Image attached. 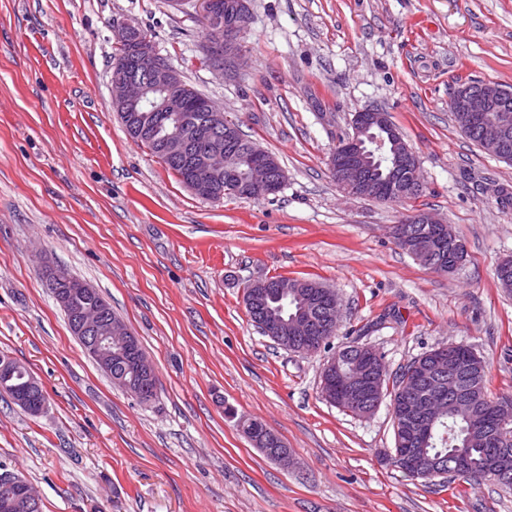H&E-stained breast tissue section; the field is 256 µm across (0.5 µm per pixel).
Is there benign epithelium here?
<instances>
[{
    "label": "benign epithelium",
    "instance_id": "benign-epithelium-1",
    "mask_svg": "<svg viewBox=\"0 0 512 512\" xmlns=\"http://www.w3.org/2000/svg\"><path fill=\"white\" fill-rule=\"evenodd\" d=\"M200 16L214 27L213 34L206 37L209 67L224 74L238 65L242 52L241 37L250 19L247 0H196ZM122 43L126 44L129 60L115 66L111 76L112 107L121 116L132 114V128L136 133L153 130V113L160 110L175 113L174 122L158 141L160 154L167 160L185 167L184 184L197 197L206 201H220L223 195L232 192L242 198L261 200L277 190L284 173L272 156L250 157L248 168L224 166V157L233 156L237 150L224 145V112L214 108L190 109L186 105L189 95L195 93L159 54L150 37L132 23L117 30ZM450 112L467 114L470 126L479 137L480 147L493 156L512 161V128L507 121L492 124L487 119L489 112H512V97L497 84L462 85L456 89L448 102ZM353 135L341 146L342 155L331 157L330 173L336 185L348 196L374 199L384 202L401 200L403 189L422 188L420 161L417 154L402 144L398 176L391 182H377L358 159L356 148L359 137L370 127H386L392 134L397 130L390 124L385 112L366 109L354 115ZM414 224L430 225V233L417 235L405 241V246L419 258H427L434 251L435 235L448 234L450 251L448 272L452 273L464 261V248L448 225L427 212L409 215ZM61 309L70 314L72 334L86 348V352L107 373H112V363L127 362L142 378L151 382L150 396H155L158 386L157 372L146 354L136 352V338L122 321H114L107 314L106 305L99 302L85 308L78 300L94 295L87 284L80 288H57L45 281ZM296 287L295 280L278 278L274 281L258 279L250 283L245 291V305L251 307L265 292ZM323 314L310 310L294 320L296 333L288 334V325L266 320L263 331L283 348L304 355H312L324 349L325 339L336 333L341 321V300L316 301ZM354 372L335 388L328 383L336 379L340 371V355L334 353L323 364L322 395L340 408L356 410L357 415L371 414L384 398L381 389L385 379L384 360L373 346L359 344ZM478 356L466 351L463 345L449 344L434 350L432 362L416 376L401 397L392 398V414L410 423L415 432L413 440L423 437L433 413L445 398L477 409L481 401L463 386V373L472 369ZM12 400L23 406L32 415L44 411L45 400L41 384L31 378L27 387L14 393ZM480 443L492 449L484 466V476L493 480L507 481L508 472L503 470L508 450L498 447V435L491 426L479 428ZM250 438L259 450L269 451L270 445L279 446L276 461L285 468L295 466L291 452L275 434L250 432ZM416 448H401L397 452L400 469L414 471L421 479L431 478L441 470H427L417 465ZM0 478L15 484L12 495L0 500V512H41V500L34 489L17 473L0 469Z\"/></svg>",
    "mask_w": 512,
    "mask_h": 512
}]
</instances>
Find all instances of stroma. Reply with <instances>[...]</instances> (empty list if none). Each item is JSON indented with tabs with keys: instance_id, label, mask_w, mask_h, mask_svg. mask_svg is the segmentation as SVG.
Instances as JSON below:
<instances>
[{
	"instance_id": "1",
	"label": "stroma",
	"mask_w": 512,
	"mask_h": 512,
	"mask_svg": "<svg viewBox=\"0 0 512 512\" xmlns=\"http://www.w3.org/2000/svg\"><path fill=\"white\" fill-rule=\"evenodd\" d=\"M244 59L203 61L196 0H0V353L26 364L47 407L0 399V463L43 512H512V489L432 486L382 458L389 401L357 417L320 392L325 353L277 345L252 323L250 281L314 278L396 373L445 343L512 394V163L480 150L448 100L471 80L512 86V0H250ZM136 21L196 91L286 174L261 200L196 197L114 112L116 29ZM379 109L419 157L402 203L339 190L329 162L356 112ZM424 211L466 248L441 275L390 230ZM60 266L99 290L159 377L150 404L112 385L46 288ZM262 421L300 463L284 469L238 420Z\"/></svg>"
}]
</instances>
